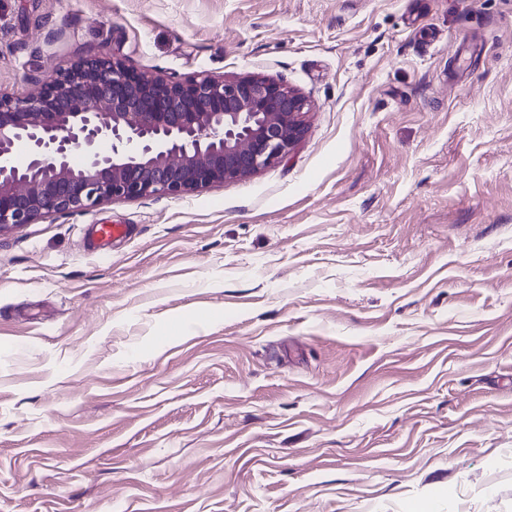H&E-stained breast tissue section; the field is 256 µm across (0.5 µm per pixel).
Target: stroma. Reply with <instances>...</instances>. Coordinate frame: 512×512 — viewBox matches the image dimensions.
<instances>
[{
  "label": "stroma",
  "instance_id": "1",
  "mask_svg": "<svg viewBox=\"0 0 512 512\" xmlns=\"http://www.w3.org/2000/svg\"><path fill=\"white\" fill-rule=\"evenodd\" d=\"M100 54L311 110L0 234V512H512V0H0V93Z\"/></svg>",
  "mask_w": 512,
  "mask_h": 512
}]
</instances>
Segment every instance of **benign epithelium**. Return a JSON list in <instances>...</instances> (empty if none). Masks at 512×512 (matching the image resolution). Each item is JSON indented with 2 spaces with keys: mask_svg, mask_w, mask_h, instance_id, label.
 Returning <instances> with one entry per match:
<instances>
[{
  "mask_svg": "<svg viewBox=\"0 0 512 512\" xmlns=\"http://www.w3.org/2000/svg\"><path fill=\"white\" fill-rule=\"evenodd\" d=\"M307 106L272 78L176 80L113 56L79 60L25 96L0 95V232L250 178L301 142ZM20 142L29 147L23 167L14 162Z\"/></svg>",
  "mask_w": 512,
  "mask_h": 512,
  "instance_id": "obj_1",
  "label": "benign epithelium"
}]
</instances>
